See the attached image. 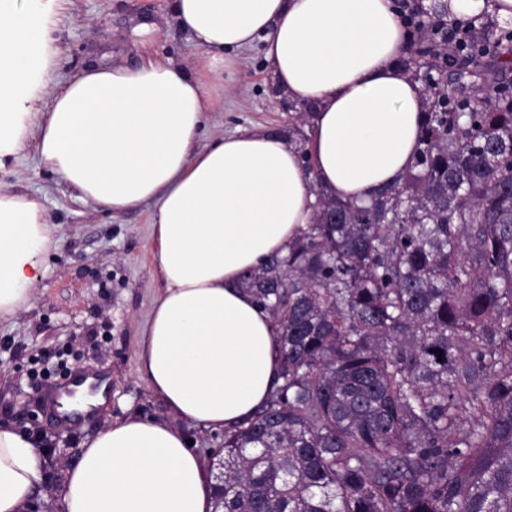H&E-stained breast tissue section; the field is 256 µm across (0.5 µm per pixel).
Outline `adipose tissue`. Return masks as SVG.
Here are the masks:
<instances>
[{
	"mask_svg": "<svg viewBox=\"0 0 512 512\" xmlns=\"http://www.w3.org/2000/svg\"><path fill=\"white\" fill-rule=\"evenodd\" d=\"M171 10L201 51L194 67L101 65L55 87L46 0H0V157L32 140L83 202L115 215L152 205L161 288L142 370L170 413L231 430L280 369L278 330L243 277L312 222L314 187L366 198L400 179L417 153L423 90L392 0H171ZM259 38L278 89L313 110L304 149L262 130L201 145L213 88L234 91ZM51 243L41 203L0 192V320L32 300ZM213 483L179 428L129 417L86 443L63 512H213ZM38 484L31 438L0 428V512H28Z\"/></svg>",
	"mask_w": 512,
	"mask_h": 512,
	"instance_id": "obj_1",
	"label": "adipose tissue"
}]
</instances>
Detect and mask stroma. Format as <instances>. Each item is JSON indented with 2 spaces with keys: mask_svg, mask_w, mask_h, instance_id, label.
<instances>
[{
  "mask_svg": "<svg viewBox=\"0 0 512 512\" xmlns=\"http://www.w3.org/2000/svg\"><path fill=\"white\" fill-rule=\"evenodd\" d=\"M56 51L51 81L63 83L98 63L135 67L153 58L194 64L199 51L174 19L170 0H56L46 27ZM203 142L216 132L285 134L298 107L276 87L261 45L244 51L237 88L215 91ZM0 190L38 198L53 225L45 275L32 303L0 320V427L44 436L40 492L30 512H62L67 472L89 439L109 423L136 415L173 422L211 461L224 434L175 420L147 386L138 358L159 293L152 205L110 215L78 200L34 146L0 158ZM110 376L105 406L59 426L54 399L78 369Z\"/></svg>",
  "mask_w": 512,
  "mask_h": 512,
  "instance_id": "stroma-1",
  "label": "stroma"
}]
</instances>
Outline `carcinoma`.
<instances>
[{
	"instance_id": "cac0c4a2",
	"label": "carcinoma",
	"mask_w": 512,
	"mask_h": 512,
	"mask_svg": "<svg viewBox=\"0 0 512 512\" xmlns=\"http://www.w3.org/2000/svg\"><path fill=\"white\" fill-rule=\"evenodd\" d=\"M441 24L415 25L441 78L401 180L313 188L312 223L242 281L282 383L224 432L223 512H512V32Z\"/></svg>"
}]
</instances>
